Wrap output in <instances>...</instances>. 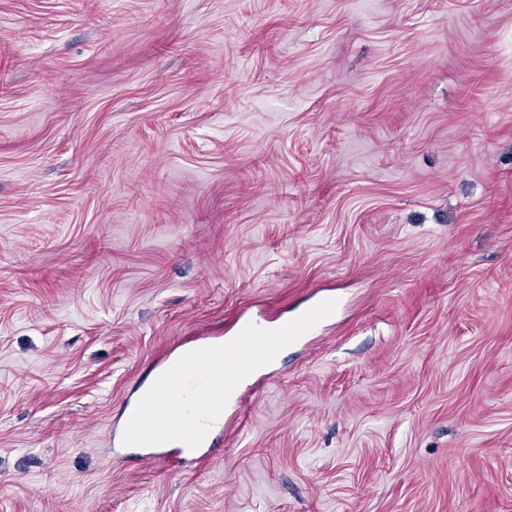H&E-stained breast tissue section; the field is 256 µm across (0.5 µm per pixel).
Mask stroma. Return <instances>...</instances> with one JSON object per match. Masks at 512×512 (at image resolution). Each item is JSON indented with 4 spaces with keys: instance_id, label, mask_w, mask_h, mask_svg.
<instances>
[{
    "instance_id": "35a3bbf8",
    "label": "stroma",
    "mask_w": 512,
    "mask_h": 512,
    "mask_svg": "<svg viewBox=\"0 0 512 512\" xmlns=\"http://www.w3.org/2000/svg\"><path fill=\"white\" fill-rule=\"evenodd\" d=\"M324 295L218 457H113ZM0 512H512V0H0Z\"/></svg>"
}]
</instances>
